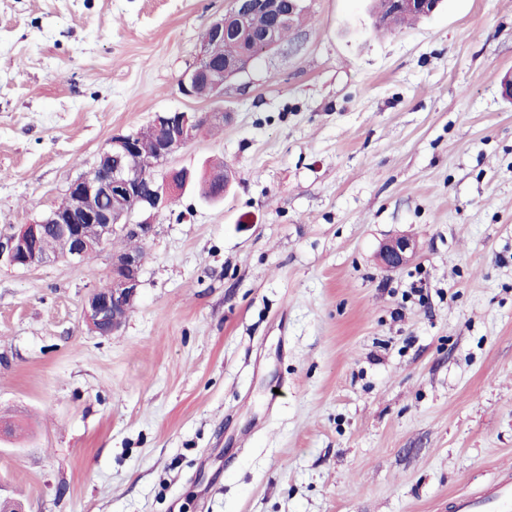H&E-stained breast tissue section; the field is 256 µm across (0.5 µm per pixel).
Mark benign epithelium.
<instances>
[{"label": "benign epithelium", "mask_w": 512, "mask_h": 512, "mask_svg": "<svg viewBox=\"0 0 512 512\" xmlns=\"http://www.w3.org/2000/svg\"><path fill=\"white\" fill-rule=\"evenodd\" d=\"M233 0V8L208 27L197 62L180 80V91L187 97L206 93L218 97L224 77L243 72L249 62L244 56H224V40L234 34L235 24L254 13L265 15L268 26L254 38V49L268 51L279 44L278 31L286 18L301 9V0ZM224 121V112L170 111L158 113L153 122L160 136L150 146L142 145L137 133L112 136L98 153L93 166L97 176L76 178L68 185L63 203L31 224L0 234V265L32 268L49 263L55 255L36 247L52 227L67 241L62 257L84 261L112 242L115 236L147 241L155 233V220L169 205L170 198L185 190L192 179L186 168L176 170L162 181L152 170L162 165L177 150L195 139L203 128ZM418 243L399 236L384 243L379 252L385 270L405 265L417 252ZM143 259L135 251L115 252L109 273L110 288L93 291L84 305L83 319L99 335H111L121 328L140 286Z\"/></svg>", "instance_id": "1"}]
</instances>
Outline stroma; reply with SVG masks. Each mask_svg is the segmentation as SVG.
<instances>
[{
    "label": "stroma",
    "instance_id": "stroma-1",
    "mask_svg": "<svg viewBox=\"0 0 512 512\" xmlns=\"http://www.w3.org/2000/svg\"><path fill=\"white\" fill-rule=\"evenodd\" d=\"M232 0H0V230L116 134L221 109L159 174L232 183L156 219L135 305L112 253L0 267V485L27 512H449L512 474V0L386 32L305 0L287 40L179 90ZM415 237L392 271L386 240ZM126 247L144 257V243L127 239ZM135 251L115 252L109 273L107 292L93 291L84 305L83 319L88 328L99 335H111L121 328L133 305L140 286L143 259Z\"/></svg>",
    "mask_w": 512,
    "mask_h": 512
}]
</instances>
